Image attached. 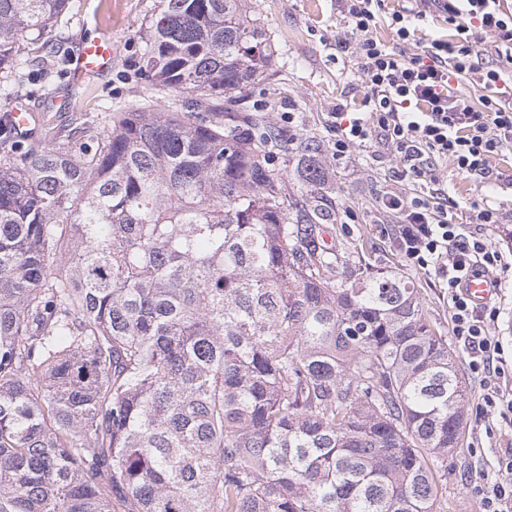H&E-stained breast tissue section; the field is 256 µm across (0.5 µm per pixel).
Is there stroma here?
<instances>
[{
    "label": "stroma",
    "instance_id": "1",
    "mask_svg": "<svg viewBox=\"0 0 512 512\" xmlns=\"http://www.w3.org/2000/svg\"><path fill=\"white\" fill-rule=\"evenodd\" d=\"M156 0H70L40 39L44 50L63 46L67 57H74L81 41L106 33L116 48L114 63L103 76L75 84L71 76L51 84L38 80L22 88L34 121L30 141L46 131L65 133L84 121L94 122L101 134L112 130L118 110L149 103L152 110L164 112L168 99L148 90L138 73L142 64L141 26L156 10ZM277 55L254 84L246 105L259 122L277 129L284 141V159L276 160L291 195L309 194L301 177L306 161L303 147L320 145L318 155L327 174L319 195L327 214L322 236L327 244L347 252L352 265L364 263L389 268L409 278L421 306L439 333L451 334L448 291L435 274L405 266L394 243L391 218L382 213V191L411 187V180H397L396 160L391 151L363 147L342 165L329 161L336 131L330 117L337 105L348 111H365V90L356 56L336 51V38L347 31L338 0H250ZM292 113L285 122L283 113ZM489 178L467 175L454 165L441 167L442 188L457 203L455 222L470 217V204L490 197L503 205V223L483 226L482 232L504 255L502 266L493 269L501 288L491 303L500 311L495 330L503 346V356L512 362V158L494 160ZM358 219L347 222L346 211ZM459 374L467 386L464 431L458 449L448 456V490L439 503V512H481L478 487L483 478L496 475L500 451L512 448V421L490 416L482 409L484 390L471 373L464 351H457Z\"/></svg>",
    "mask_w": 512,
    "mask_h": 512
}]
</instances>
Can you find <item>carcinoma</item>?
Returning <instances> with one entry per match:
<instances>
[{
	"label": "carcinoma",
	"mask_w": 512,
	"mask_h": 512,
	"mask_svg": "<svg viewBox=\"0 0 512 512\" xmlns=\"http://www.w3.org/2000/svg\"><path fill=\"white\" fill-rule=\"evenodd\" d=\"M68 4L0 0L6 86L54 79L31 35ZM142 39L169 111L0 126V512H437L455 353L410 281L324 244L236 108L276 53L259 19L160 0Z\"/></svg>",
	"instance_id": "obj_1"
}]
</instances>
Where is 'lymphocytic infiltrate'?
Listing matches in <instances>:
<instances>
[{
  "label": "lymphocytic infiltrate",
  "mask_w": 512,
  "mask_h": 512,
  "mask_svg": "<svg viewBox=\"0 0 512 512\" xmlns=\"http://www.w3.org/2000/svg\"><path fill=\"white\" fill-rule=\"evenodd\" d=\"M383 0H341L352 39H340L336 49L354 52L360 61L369 109L345 120L334 112L336 139L331 156L346 159L366 140L392 148L402 175L433 184L429 196L386 193L383 208L398 218L397 247L418 270L433 269L448 287L453 304L452 333L470 357L469 367L485 385L487 413L512 416V399H505L495 382L505 373L502 346L492 334L499 311L468 300L461 282L501 263V251L481 233L452 223L454 202L439 188V162L458 170L490 177V161L512 149V14L500 0H415L414 7L394 11L395 39H379ZM442 16L449 38L419 39V23L428 13ZM479 90L461 93L458 81ZM498 477L481 492L482 512H512V448L497 458Z\"/></svg>",
  "instance_id": "f902f5d3"
}]
</instances>
